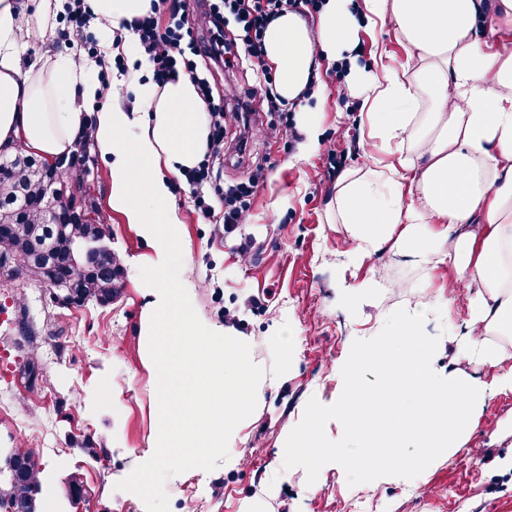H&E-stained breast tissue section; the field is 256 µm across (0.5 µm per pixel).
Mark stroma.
Masks as SVG:
<instances>
[{
	"label": "stroma",
	"instance_id": "obj_1",
	"mask_svg": "<svg viewBox=\"0 0 512 512\" xmlns=\"http://www.w3.org/2000/svg\"><path fill=\"white\" fill-rule=\"evenodd\" d=\"M356 53L362 67L377 62L396 67L406 58L392 27L360 26ZM319 94L306 99L317 110L320 139L283 149L256 142L253 161L269 168V183L254 199L248 224L234 232L206 224L196 215L192 189L178 181L172 204L181 222L180 281L202 323L224 325L225 312L244 322L253 339L251 357L266 374L257 389V407L232 443L234 466L206 472L191 469L171 476L165 491L169 512H181L190 479L209 489L211 512H512V392L488 398L473 420L465 442L447 462L428 467L414 479L397 478L378 485L349 486L342 467L325 465L314 483L304 469L283 466L285 441L300 422L309 399L335 403L342 366L354 340L377 335L396 309H413L433 295H447L449 271L441 265L424 273L410 258L381 250L353 264L347 252L353 241L349 225L332 224L327 208L336 194L327 174L330 151L344 152V169L392 162L370 135L366 112L347 111L336 75H324ZM87 190L108 226V247L124 275L120 295L108 306L88 303L69 310L53 306L48 288L0 273V390L24 387L19 421H0V467L27 432L41 430L50 447L42 455L47 484L43 504L53 512H112L130 500L118 484L148 460L159 430L157 371L146 353L142 318L155 298L139 269L157 262L153 243L107 205L109 169L98 152H90ZM251 238L257 251L241 263L236 247ZM374 281L369 297L345 300L344 284ZM266 305L251 308L250 298ZM27 315L38 338L31 352L16 330ZM466 301L457 296L452 318L428 315L425 330L439 335L437 369L461 377L491 380L493 369L459 356L455 335L466 330ZM37 354L44 366L39 385L23 386L20 365ZM108 449L102 463L76 462L67 451L85 438ZM486 449L487 459L476 456ZM88 493L86 502L69 498L72 477Z\"/></svg>",
	"mask_w": 512,
	"mask_h": 512
}]
</instances>
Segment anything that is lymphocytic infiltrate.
<instances>
[{"instance_id": "1", "label": "lymphocytic infiltrate", "mask_w": 512, "mask_h": 512, "mask_svg": "<svg viewBox=\"0 0 512 512\" xmlns=\"http://www.w3.org/2000/svg\"><path fill=\"white\" fill-rule=\"evenodd\" d=\"M321 5L322 0H212L192 26L187 20L188 0H159L150 14L130 23L154 81L162 85L188 75L207 100L211 116L209 147L198 164L184 174L193 189V206L199 217L221 218L228 228L248 223L253 200L267 183V167L255 165L246 181L228 186L216 162L225 150L242 154L254 139L279 140L291 131V108L277 93L275 77L265 64L264 34L280 14L289 10L312 14ZM243 63L252 66L255 82L247 90L234 92L233 107H225L198 69L219 65L231 68ZM257 101L272 113V120L257 122L253 109ZM228 119L235 125L231 134L224 126Z\"/></svg>"}]
</instances>
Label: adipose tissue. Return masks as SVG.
Returning <instances> with one entry per match:
<instances>
[{
    "instance_id": "ef3b65f1",
    "label": "adipose tissue",
    "mask_w": 512,
    "mask_h": 512,
    "mask_svg": "<svg viewBox=\"0 0 512 512\" xmlns=\"http://www.w3.org/2000/svg\"><path fill=\"white\" fill-rule=\"evenodd\" d=\"M364 2L369 25L394 27L406 62L398 71L351 68L350 86L375 119V137L400 157L343 175L336 221L350 226L356 260L399 249L425 271L452 267L474 330L458 352L498 367L497 339L512 335V0ZM152 5L89 0L103 52L130 59L105 86L47 39L64 0H40L30 15L18 0H0V149L51 161L70 154L91 126L96 151L110 159L107 204L155 242L163 279L180 222L172 183L205 153L210 117L190 77L158 85L132 36L116 42ZM356 26L350 0H324L314 25L288 12L265 32L276 91L299 106L309 141L318 139L317 115L301 101L317 59H342ZM27 37L44 42L28 61ZM126 90L135 105L123 103Z\"/></svg>"
}]
</instances>
